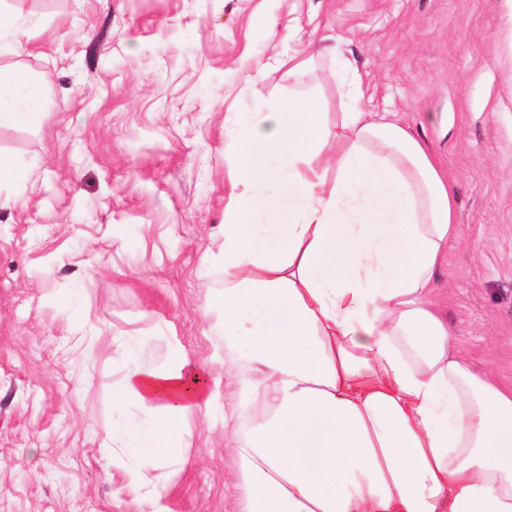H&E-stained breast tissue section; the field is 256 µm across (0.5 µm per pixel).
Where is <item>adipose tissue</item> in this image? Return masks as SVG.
I'll return each mask as SVG.
<instances>
[{
    "label": "adipose tissue",
    "instance_id": "obj_1",
    "mask_svg": "<svg viewBox=\"0 0 512 512\" xmlns=\"http://www.w3.org/2000/svg\"><path fill=\"white\" fill-rule=\"evenodd\" d=\"M346 96L331 126L288 95L228 155L241 190L208 303L237 369L241 512H512V387L456 354L432 300L453 189L422 140L367 120L359 83ZM42 100L0 67V127L35 124ZM129 399L154 420L125 434L157 460L211 402L177 351L164 370L132 365L114 396Z\"/></svg>",
    "mask_w": 512,
    "mask_h": 512
}]
</instances>
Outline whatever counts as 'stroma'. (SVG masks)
I'll list each match as a JSON object with an SVG mask.
<instances>
[{
    "mask_svg": "<svg viewBox=\"0 0 512 512\" xmlns=\"http://www.w3.org/2000/svg\"><path fill=\"white\" fill-rule=\"evenodd\" d=\"M39 17L0 54L39 81L37 124L0 129L33 169L0 187V512H239L226 475L223 240L237 129L288 94L328 123L348 61L364 111L422 139L459 238L433 298L459 355L512 385V0H7ZM310 58L290 72L289 57ZM90 295H83L84 287ZM207 380L156 468L127 453L131 363L173 350ZM152 470L158 493L130 481Z\"/></svg>",
    "mask_w": 512,
    "mask_h": 512,
    "instance_id": "1",
    "label": "stroma"
}]
</instances>
